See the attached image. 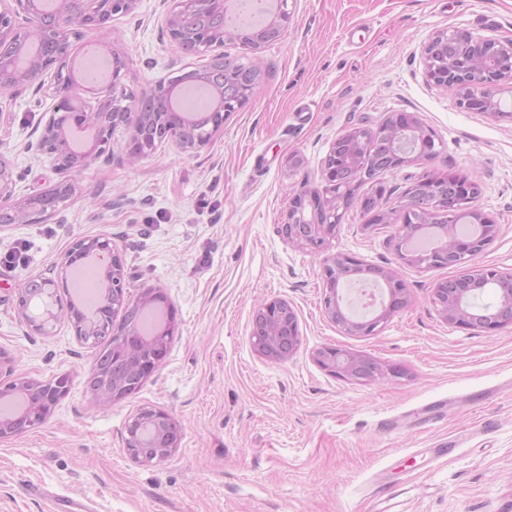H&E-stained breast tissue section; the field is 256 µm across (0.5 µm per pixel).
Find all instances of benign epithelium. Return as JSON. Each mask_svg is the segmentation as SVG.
I'll list each match as a JSON object with an SVG mask.
<instances>
[{"label": "benign epithelium", "instance_id": "1", "mask_svg": "<svg viewBox=\"0 0 512 512\" xmlns=\"http://www.w3.org/2000/svg\"><path fill=\"white\" fill-rule=\"evenodd\" d=\"M56 11L51 20L38 12V0H0V91L24 87L54 71L55 102L45 113V122L35 149L53 158L55 170L61 175L56 184L43 192L27 196L15 194L13 170L0 155V209L11 214L12 224H41L54 214L43 209L41 200L57 192L68 196L76 193L71 173L92 165L104 153L112 152V135L119 126H127L133 134L125 147L127 156L137 160L148 156L163 143L175 145L181 152L192 155L206 146L224 124L229 113L244 106L256 93L262 79L258 53L284 35L293 21L288 11V0H279V6L263 27V33L224 32L216 40H207V24L211 17L222 16L224 0H170L165 17V32L170 41L183 53L196 52L197 46L211 52L206 70L219 63L225 75L237 74L238 61L224 56V43L232 42L252 55L247 64L250 89L232 103L219 98L207 118L208 130L174 112L159 113L158 132L164 137L148 138L147 118L140 99L125 93L121 72L125 68L124 53L110 46V22L118 13H130L138 0H55ZM25 23H19V18ZM99 34L100 45L108 47L112 58V83L106 87L84 86L76 83L71 72L65 71L71 54L72 40H79L83 31ZM29 42H37L43 52L32 60L28 68L17 70L9 64L14 51ZM424 78L429 84L453 88L459 104L464 108L494 118H510L511 112L498 109L497 94L501 85L512 82V39H494L474 35L460 29H446L435 33L424 45ZM75 123L96 130L94 144L89 152L77 159L72 156L64 116ZM435 144V135L419 118L409 112H395L375 129L355 127L337 138L321 165L322 190H301L292 195L287 219L278 225L279 235L290 243L324 254L321 261L324 297L323 313L349 335H371L392 313L406 307L409 299L404 282L393 272L372 268L343 252L329 253L327 248L346 211L354 205H363L365 196L351 191V187L336 176V152L342 151L355 165L365 157V144L376 137H385L397 166L430 161L434 151H420L414 157L401 146L404 131ZM430 178L424 176L407 188L395 208L382 204L384 193L375 194L371 219L364 225L371 231L378 223L394 224L390 244L400 263L420 269L454 267L461 272L454 279L437 282L431 291L438 315L450 326L479 329L492 334L512 326V268L470 264L473 257L485 250L498 236L499 227L475 202L479 197L477 181L459 176L455 195L448 197L429 192ZM427 224L442 227L443 236L437 250H414L403 247V239ZM95 256L104 278L101 318H83L72 310L65 311L43 304L39 314L32 318L23 302L31 288L39 286L46 298L67 286V276L84 255ZM364 272L378 274L389 288L392 302L387 310L367 322H355L346 317L338 297V285L343 279ZM484 283L500 288L498 316L478 320L465 304L471 292ZM161 294L156 288H144L137 296L127 291L122 256L108 237L95 236L77 240L65 254L59 268L51 275H38L25 280L17 289L15 299L18 314L30 330L50 336L57 323L68 320L75 336L85 343L97 344L102 338L112 343V350L123 360L129 372L140 382L147 381L163 364L169 349L170 336L176 324L149 340L137 337V332L113 318L130 306H145ZM255 350L265 358L283 362L300 344L297 314L282 298L267 299L254 311ZM314 360L324 371L346 380H368L398 375V371L374 362L367 357L336 347L325 346L315 352ZM103 379L96 369L87 381V391L98 403L108 406L129 396L128 388ZM72 387V377L65 373L48 380H13L0 383V396L19 390L27 395L25 407L12 416H0V440L19 435L43 422L65 398ZM125 451L135 462L150 464L167 460L179 448L181 434L176 421L165 410L157 407L140 408L126 424Z\"/></svg>", "mask_w": 512, "mask_h": 512}]
</instances>
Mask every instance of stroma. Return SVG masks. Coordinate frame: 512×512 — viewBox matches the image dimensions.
I'll use <instances>...</instances> for the list:
<instances>
[{
    "label": "stroma",
    "instance_id": "35a3bbf8",
    "mask_svg": "<svg viewBox=\"0 0 512 512\" xmlns=\"http://www.w3.org/2000/svg\"><path fill=\"white\" fill-rule=\"evenodd\" d=\"M293 22L262 51L257 93L194 155L159 146L136 164L115 130L112 157L76 177L74 196L43 224H0V347L12 379L68 373L70 393L41 425L0 442V512H47L60 496L92 512H512V327L489 335L449 326L430 299L452 268L401 264L392 225L368 231L350 208L330 252L397 272L410 304L375 334H346L322 313L320 254L283 240L293 191L322 188L321 165L338 137L417 114L436 154L383 172L388 207L424 173L473 176L477 204L499 235L475 262L512 267V90L504 118L460 106L452 88L427 84L422 49L440 30L512 38V0H288ZM163 0L114 15L126 92L200 68L161 28ZM0 96V153L17 192L57 181L53 160L30 150L52 104L54 79ZM105 235L126 261L130 294L159 288L177 330L159 370L109 407L85 392L100 346L69 323L32 334L12 298L48 273L79 238ZM274 297L294 308L301 343L275 363L252 344L253 312ZM338 347L400 367L401 376L334 377L313 355ZM166 410L181 442L166 461L134 462L123 439L140 407Z\"/></svg>",
    "mask_w": 512,
    "mask_h": 512
}]
</instances>
